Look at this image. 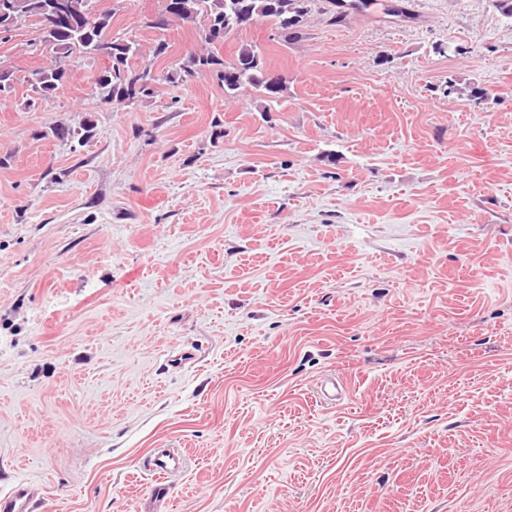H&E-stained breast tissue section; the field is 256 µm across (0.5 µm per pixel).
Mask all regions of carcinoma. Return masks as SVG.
I'll return each mask as SVG.
<instances>
[{
  "label": "carcinoma",
  "mask_w": 512,
  "mask_h": 512,
  "mask_svg": "<svg viewBox=\"0 0 512 512\" xmlns=\"http://www.w3.org/2000/svg\"><path fill=\"white\" fill-rule=\"evenodd\" d=\"M10 14L19 20L35 19L40 26L39 45L52 53L49 64L34 70L30 84L36 98H49L63 87L66 63L75 54L97 56L108 48L109 68L93 81L95 93L117 106L153 96V91H134L140 69L131 63L138 57V45L110 35L112 10L95 8L96 0H7ZM312 0H164L161 15L152 28L165 30L169 22L181 20L199 26L203 51H191L163 75L167 82L184 81L199 72H213L224 86V96L237 98L248 88L276 100L287 89V80L267 67L257 46L243 43L233 62L220 53L227 36L259 20L271 24L278 39L286 44L296 40Z\"/></svg>",
  "instance_id": "cac0c4a2"
}]
</instances>
